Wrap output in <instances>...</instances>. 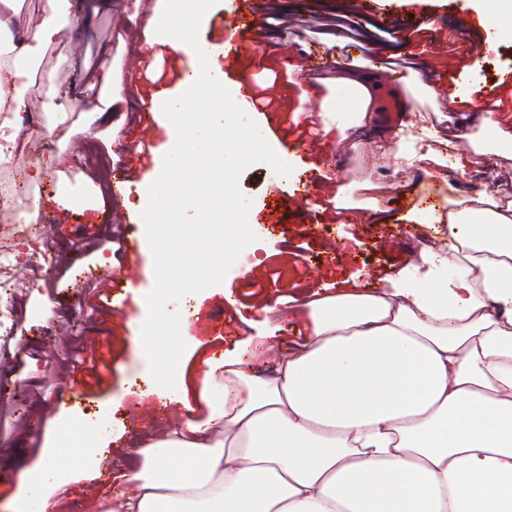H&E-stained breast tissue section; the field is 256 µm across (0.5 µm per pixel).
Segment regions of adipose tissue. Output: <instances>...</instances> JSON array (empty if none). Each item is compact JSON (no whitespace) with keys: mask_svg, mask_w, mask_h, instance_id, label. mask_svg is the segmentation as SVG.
I'll use <instances>...</instances> for the list:
<instances>
[{"mask_svg":"<svg viewBox=\"0 0 512 512\" xmlns=\"http://www.w3.org/2000/svg\"><path fill=\"white\" fill-rule=\"evenodd\" d=\"M111 0H42L19 28L0 10V164L21 115L47 109L18 80L61 36ZM323 84L348 90L356 124L378 77L337 66ZM451 266L422 252L370 293L315 298L290 348L264 336L249 357L210 364L204 423L173 426L143 451L130 492L105 512H512V202L481 193L448 201ZM271 357L274 374L253 373ZM23 471L10 512H61L44 472Z\"/></svg>","mask_w":512,"mask_h":512,"instance_id":"1","label":"adipose tissue"}]
</instances>
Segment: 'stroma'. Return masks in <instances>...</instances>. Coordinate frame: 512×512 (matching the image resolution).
Wrapping results in <instances>:
<instances>
[{
  "label": "stroma",
  "instance_id": "obj_1",
  "mask_svg": "<svg viewBox=\"0 0 512 512\" xmlns=\"http://www.w3.org/2000/svg\"><path fill=\"white\" fill-rule=\"evenodd\" d=\"M379 2L416 22L434 20L446 30L447 40L424 30L410 38L389 36L371 15L358 20L360 37L340 39L335 30L314 33L308 27L312 16H335V0H254L260 17L257 41L244 48L235 68L226 72L228 87L239 90L264 83L270 73L262 65L267 57L277 56L283 40L317 60L324 74L338 64L375 71L397 57L404 65L397 68L398 80L388 92L403 99L405 117L394 125L381 110H373L368 124L347 129L345 140H338L335 127L352 107L350 94L315 84L313 75L288 67L289 87L280 92L277 108L296 121L314 119L315 125L302 148L283 130L268 131L275 151L291 166L290 175L257 163L240 177V189L251 201L249 222L263 244L258 263L233 266L221 285L167 305L168 311L180 312L189 321L184 387L170 397L180 402L191 421H202L207 414L202 399L205 359L220 358L249 336L272 334L285 345L299 341L305 326L293 313L298 304L345 287L369 292L414 254L439 249L451 253L448 227L435 221L448 195L462 199L486 191L490 170L512 183V159H505L492 144L468 156L455 147L456 155H464V165L449 161L447 171L434 177L396 165L398 157L419 148V124L431 118L445 125L462 120L473 128L490 112L499 134L512 136V86L498 84L499 77L512 70V27L500 20L492 26L485 23L491 0ZM163 8L162 0H112L111 10L89 28L76 25L63 35L48 53L34 87L36 94L53 99L56 109L26 121L13 163L0 169L19 183L27 168L44 169L36 186L42 200L37 226L0 217V237L17 244L35 230L60 249L52 267H44L41 257L27 255L16 266L0 269V280L12 285L14 318L25 331L21 337L0 339V382L18 390L17 397L0 400V474L14 475L39 463L48 423L58 413L74 420V440H81L85 428H93L108 440L109 454L91 477L82 474L77 463L66 466L67 512H89V502L129 491L124 473L139 467L141 449L175 423L172 414L159 410L157 396L149 394L148 360L132 342L139 320L147 316L145 296L155 282L148 243L140 245L137 286L126 308L109 306L98 293L78 284L79 278L98 271H120V257L97 245L104 234L103 214L110 209L141 222L140 194L172 145L174 129L162 112H155L149 125L140 122L146 97L179 95L182 78L194 69L193 54L160 46L153 18ZM461 10L471 16V28L457 26ZM272 12L280 18L275 30L265 22ZM75 34L82 39L85 63L66 72L57 62ZM139 47L153 50L146 74H160L159 82L128 72V56ZM451 69L471 94L461 117L444 112L437 92L439 76ZM111 101L117 110L107 125L99 112ZM59 111L68 115L61 125L55 122ZM51 126L56 133L50 138L46 130ZM142 140L152 146L151 166L119 184L115 198L103 196L86 146H94L111 167H130ZM364 180L377 187L383 222L366 220L359 211L339 213L327 205L341 188L360 199L357 184ZM74 241L82 245L75 255L68 250ZM65 342L111 353L112 366L103 371L99 387L73 392L75 379L56 355L57 345Z\"/></svg>",
  "mask_w": 512,
  "mask_h": 512
}]
</instances>
